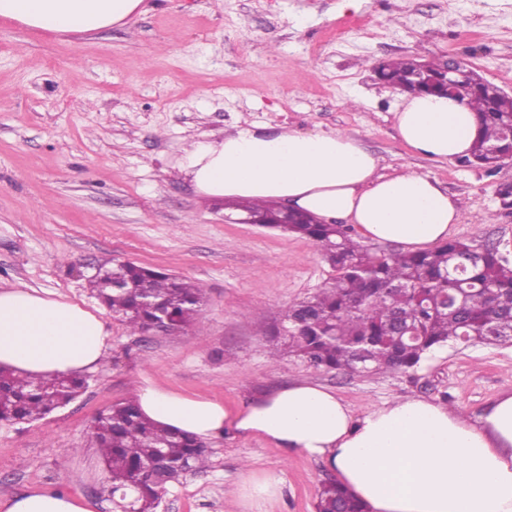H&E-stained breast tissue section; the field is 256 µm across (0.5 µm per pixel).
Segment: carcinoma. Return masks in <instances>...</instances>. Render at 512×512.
Instances as JSON below:
<instances>
[{
	"instance_id": "obj_1",
	"label": "carcinoma",
	"mask_w": 512,
	"mask_h": 512,
	"mask_svg": "<svg viewBox=\"0 0 512 512\" xmlns=\"http://www.w3.org/2000/svg\"><path fill=\"white\" fill-rule=\"evenodd\" d=\"M417 61L400 57L386 63L385 78L412 91ZM456 97L475 110L480 136L470 163L493 168L512 157V141L502 126L512 117V96L498 94L475 69L460 81ZM253 223L311 240L333 275L315 294L293 304L275 336L283 353L317 370L353 374L407 372L429 352L448 343L488 345L512 341V262L497 246L478 248L450 239L422 252H383L361 244L352 228L322 224L311 216L284 212L268 201L224 205ZM114 286L90 281L96 295L132 332L145 333L166 316L181 329L197 315L203 298L199 285L133 262L104 271ZM415 336L405 335V327ZM87 386L66 376L60 387L0 369V421L42 418L75 400ZM94 445L111 475L112 493L132 496L131 512H156L167 485L208 466L202 441L170 432L145 419L135 402L101 411L93 422ZM316 512H363L334 481L322 484Z\"/></svg>"
}]
</instances>
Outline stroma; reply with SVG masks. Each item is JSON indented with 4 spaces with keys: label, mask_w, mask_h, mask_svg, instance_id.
Wrapping results in <instances>:
<instances>
[{
    "label": "stroma",
    "mask_w": 512,
    "mask_h": 512,
    "mask_svg": "<svg viewBox=\"0 0 512 512\" xmlns=\"http://www.w3.org/2000/svg\"><path fill=\"white\" fill-rule=\"evenodd\" d=\"M465 58L512 96V0H143L127 24L37 33L0 20V286L81 305L110 333L75 401L31 423L0 422V502L33 489L124 512L90 432L96 414L151 382L239 409L309 380L354 412L398 397L443 401L475 417L512 388V344L447 346L410 373L317 370L277 356L266 331L332 270L309 240L230 224L223 200L180 170L191 142L242 122L357 135L384 172L436 178L461 204L451 236L512 242V210L490 172L436 161L400 141L401 93L381 60ZM133 261L202 284L194 321L134 333L89 279ZM210 466L169 487L157 512H237L246 468L277 470L269 512H316L333 477L317 458L233 432L207 439Z\"/></svg>",
    "instance_id": "1"
}]
</instances>
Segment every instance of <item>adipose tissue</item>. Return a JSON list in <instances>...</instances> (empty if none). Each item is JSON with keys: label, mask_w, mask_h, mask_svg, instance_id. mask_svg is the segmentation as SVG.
I'll return each mask as SVG.
<instances>
[{"label": "adipose tissue", "mask_w": 512, "mask_h": 512, "mask_svg": "<svg viewBox=\"0 0 512 512\" xmlns=\"http://www.w3.org/2000/svg\"><path fill=\"white\" fill-rule=\"evenodd\" d=\"M143 0H0V19L37 32L91 33L130 20ZM403 144L434 160L467 156L476 113L457 99L404 97L395 114ZM355 136L291 128H240L193 143L182 171L206 196L276 200L322 221H343L360 240L420 250L447 240L458 199L430 176L382 175ZM109 332L94 313L23 287L0 290V367L43 378L93 368ZM141 413L200 439L232 431L321 458L365 512H512V389L478 418L446 404L404 397L354 414L330 390L294 381L246 408L148 385ZM275 470H252L236 484L242 512H267L282 494ZM0 512H90L79 499L35 489Z\"/></svg>", "instance_id": "ef3b65f1"}]
</instances>
